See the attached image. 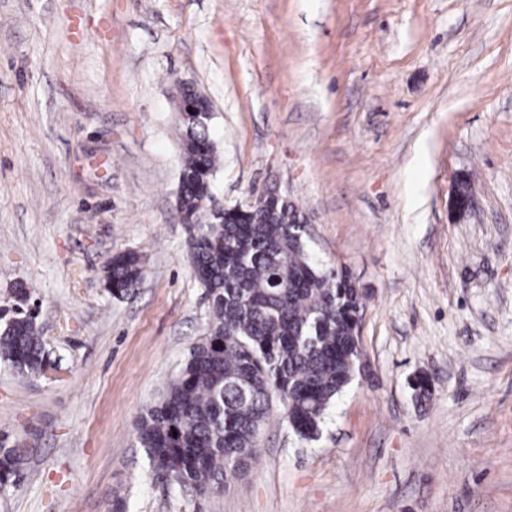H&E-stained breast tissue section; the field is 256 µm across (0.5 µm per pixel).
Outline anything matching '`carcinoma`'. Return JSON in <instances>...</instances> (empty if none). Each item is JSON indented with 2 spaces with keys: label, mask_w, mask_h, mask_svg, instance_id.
Instances as JSON below:
<instances>
[{
  "label": "carcinoma",
  "mask_w": 512,
  "mask_h": 512,
  "mask_svg": "<svg viewBox=\"0 0 512 512\" xmlns=\"http://www.w3.org/2000/svg\"><path fill=\"white\" fill-rule=\"evenodd\" d=\"M179 148L178 196L191 222L208 209L220 157L209 130L191 123L182 125ZM302 217L293 202L267 197L244 218L199 225L189 240L191 274L210 302L207 331L137 436L152 472L173 486L205 495L246 471L275 396L293 433L317 440L358 376L351 314L364 308V297L347 275L317 261L295 224ZM141 272L136 254L113 256L108 292L128 294ZM12 294L18 311L0 325V361L40 375L54 363L24 310L28 290L19 285ZM24 463L0 445L1 490Z\"/></svg>",
  "instance_id": "cac0c4a2"
}]
</instances>
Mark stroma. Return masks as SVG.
I'll return each mask as SVG.
<instances>
[{
    "instance_id": "1",
    "label": "stroma",
    "mask_w": 512,
    "mask_h": 512,
    "mask_svg": "<svg viewBox=\"0 0 512 512\" xmlns=\"http://www.w3.org/2000/svg\"><path fill=\"white\" fill-rule=\"evenodd\" d=\"M182 83L211 105L217 205L279 190L366 298L369 372L319 440L273 406L209 496L137 443L208 320ZM18 284L59 367L0 363V439L33 448L0 512H512V0H0V306ZM139 257L131 252L113 256L107 263L106 288L115 297L129 293L141 276Z\"/></svg>"
}]
</instances>
